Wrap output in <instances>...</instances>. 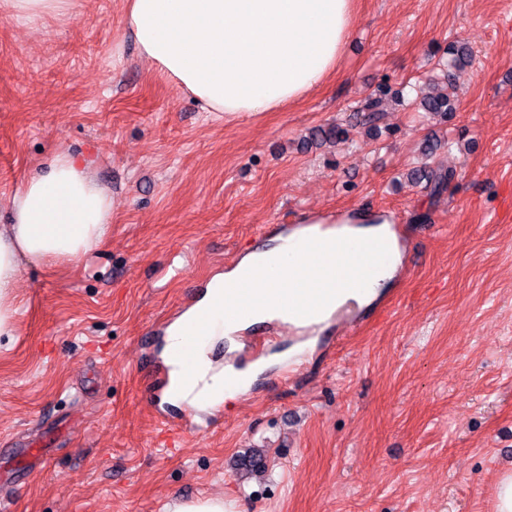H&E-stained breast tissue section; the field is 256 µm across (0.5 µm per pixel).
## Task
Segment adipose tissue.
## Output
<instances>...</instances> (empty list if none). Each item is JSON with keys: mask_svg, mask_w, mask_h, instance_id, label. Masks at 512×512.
<instances>
[{"mask_svg": "<svg viewBox=\"0 0 512 512\" xmlns=\"http://www.w3.org/2000/svg\"><path fill=\"white\" fill-rule=\"evenodd\" d=\"M352 9L353 0H128L125 22L142 58L204 110L235 116L279 110L333 76ZM301 221L337 225L336 237L319 243L298 268L286 264L282 244L251 253L248 263L313 301L324 288L335 289L340 304L375 300L395 267L387 265L362 292L352 293L358 272L348 243L389 238L390 217L309 212ZM111 227L112 198L88 161L61 151L46 169L31 173L13 196L10 223L0 224V337L14 333L15 290L27 266L81 259L108 239ZM202 304L197 370L173 381L220 405L235 391L225 387L223 372L213 371L206 345L224 333L223 289Z\"/></svg>", "mask_w": 512, "mask_h": 512, "instance_id": "adipose-tissue-1", "label": "adipose tissue"}]
</instances>
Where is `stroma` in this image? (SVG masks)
<instances>
[{
	"instance_id": "stroma-1",
	"label": "stroma",
	"mask_w": 512,
	"mask_h": 512,
	"mask_svg": "<svg viewBox=\"0 0 512 512\" xmlns=\"http://www.w3.org/2000/svg\"><path fill=\"white\" fill-rule=\"evenodd\" d=\"M470 56L447 69L448 49ZM451 79V118L425 112ZM386 90L374 125L359 106ZM340 124L349 139L308 144ZM62 150L112 195L96 252L30 267L0 349L5 512H496L512 473V0H356L335 76L277 112L203 111L138 53L124 0L0 10V224ZM454 171L442 191L427 172ZM310 209L393 214L395 279L301 344L276 323L250 394L163 434L144 338ZM9 16L17 20L36 22L45 16L60 12L66 0H7ZM224 497H208L195 501L182 502L174 512H226Z\"/></svg>"
}]
</instances>
